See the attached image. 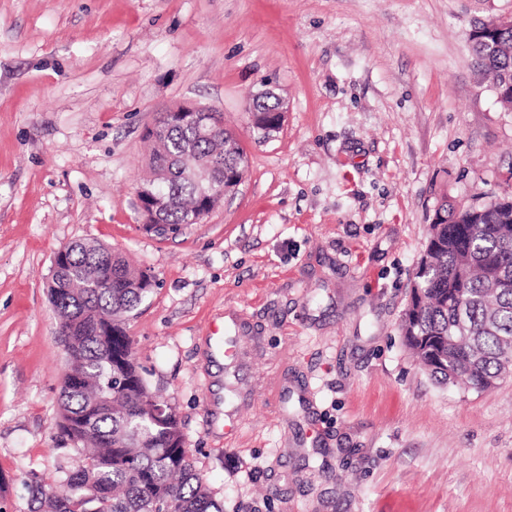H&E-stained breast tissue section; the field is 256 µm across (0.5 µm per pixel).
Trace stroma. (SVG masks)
<instances>
[{
	"mask_svg": "<svg viewBox=\"0 0 512 512\" xmlns=\"http://www.w3.org/2000/svg\"><path fill=\"white\" fill-rule=\"evenodd\" d=\"M512 0H0V506L57 487L65 370L46 282L99 241L156 285L127 324L224 512H512V377L439 385L400 324L436 209L512 191V112L475 24ZM272 89L282 129L245 108ZM224 115L247 171L201 223L143 230L145 134ZM231 319L240 358L206 338ZM237 428L225 433L228 417ZM262 96H264V97L274 96L276 98L275 108L271 112H261L255 108L253 99L259 100V98ZM246 110L248 112L249 124L254 130H258L259 126H261L263 124L264 125H273V123L277 119V116L273 114L274 112H277V115H278V121H276L278 130L282 129V127L285 123L286 112H287L286 102L278 94H276L275 92H273L270 89H265L261 92L256 93L255 95H253ZM254 112H258L261 115L260 120L263 124L257 123L256 117L254 116Z\"/></svg>",
	"mask_w": 512,
	"mask_h": 512,
	"instance_id": "1",
	"label": "stroma"
}]
</instances>
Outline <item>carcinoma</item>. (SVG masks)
Segmentation results:
<instances>
[{"label": "carcinoma", "instance_id": "carcinoma-1", "mask_svg": "<svg viewBox=\"0 0 512 512\" xmlns=\"http://www.w3.org/2000/svg\"><path fill=\"white\" fill-rule=\"evenodd\" d=\"M498 102L512 110V29L469 42ZM150 172L169 205L159 232L176 233L202 218L194 213L198 187L188 177L196 163L244 171L237 139L220 128L211 136L160 123ZM479 221L461 224L459 209L435 210L427 250L429 274L414 281L418 301L407 305L401 330L420 367L439 385L483 391L512 374V239L494 233L512 224V194L476 207ZM68 268L52 273L49 293L58 329L73 333L70 370L80 386L62 382L58 430L67 442L58 487L48 489L31 470L29 512H224L194 469L173 411L152 421L160 399L143 377L127 322L151 292L148 273L130 267L102 243L68 245Z\"/></svg>", "mask_w": 512, "mask_h": 512}]
</instances>
